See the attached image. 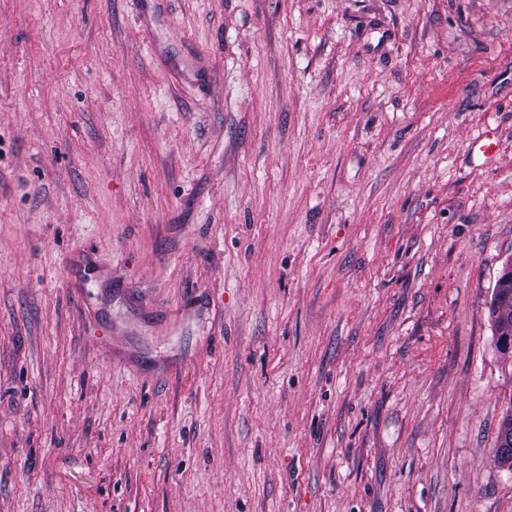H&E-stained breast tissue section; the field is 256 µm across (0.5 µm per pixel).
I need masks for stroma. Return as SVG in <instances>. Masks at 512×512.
Returning <instances> with one entry per match:
<instances>
[{
  "instance_id": "stroma-1",
  "label": "stroma",
  "mask_w": 512,
  "mask_h": 512,
  "mask_svg": "<svg viewBox=\"0 0 512 512\" xmlns=\"http://www.w3.org/2000/svg\"><path fill=\"white\" fill-rule=\"evenodd\" d=\"M510 259L512 0H0V512H512Z\"/></svg>"
}]
</instances>
